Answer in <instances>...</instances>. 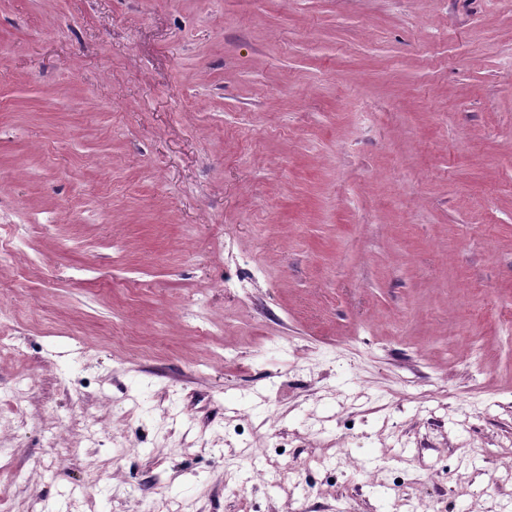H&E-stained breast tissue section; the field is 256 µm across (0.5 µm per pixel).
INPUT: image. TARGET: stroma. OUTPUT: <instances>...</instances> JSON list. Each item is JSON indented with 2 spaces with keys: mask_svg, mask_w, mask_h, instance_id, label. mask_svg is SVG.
<instances>
[{
  "mask_svg": "<svg viewBox=\"0 0 512 512\" xmlns=\"http://www.w3.org/2000/svg\"><path fill=\"white\" fill-rule=\"evenodd\" d=\"M5 512H512V0H0Z\"/></svg>",
  "mask_w": 512,
  "mask_h": 512,
  "instance_id": "1",
  "label": "stroma"
}]
</instances>
